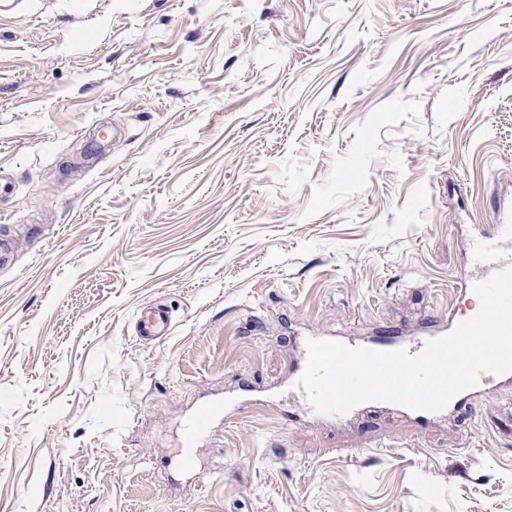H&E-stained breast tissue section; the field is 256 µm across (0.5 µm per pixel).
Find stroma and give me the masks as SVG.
<instances>
[{"label": "stroma", "mask_w": 512, "mask_h": 512, "mask_svg": "<svg viewBox=\"0 0 512 512\" xmlns=\"http://www.w3.org/2000/svg\"><path fill=\"white\" fill-rule=\"evenodd\" d=\"M0 177V512H512L499 393L336 425L288 380L312 332L471 308L512 0H0ZM172 319L163 306L141 309L135 317V330L140 339H163L171 332ZM223 413L220 404L204 405L194 414L190 424L184 429L181 436V447L185 451L181 455V467L192 470L196 467V457L193 448H197L201 440L210 432L215 418Z\"/></svg>", "instance_id": "stroma-1"}]
</instances>
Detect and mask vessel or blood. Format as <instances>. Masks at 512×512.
<instances>
[{
  "label": "vessel or blood",
  "instance_id": "vessel-or-blood-1",
  "mask_svg": "<svg viewBox=\"0 0 512 512\" xmlns=\"http://www.w3.org/2000/svg\"><path fill=\"white\" fill-rule=\"evenodd\" d=\"M494 252V259L483 271L468 272L459 279L456 290L459 294L468 295L475 283L487 280L495 272L512 265V207L499 211L489 229L474 238L470 247L471 259L487 258V252ZM466 315L460 311H449L435 315L428 320L415 334L407 335L396 330H386L376 336L361 339L362 347L376 351H393L400 348L410 353H419L426 342L447 335L455 327L465 321ZM172 319L166 308L155 305L141 309L135 317V330L140 339H162L171 332ZM512 384V373L503 375L483 374L476 387L456 395L445 409L434 413L423 410L399 408V415L426 424L440 418H451L469 408L473 397L487 393L491 388ZM223 412L222 405L209 404L202 406L194 414L190 424L181 436V466L183 469H194L197 463L193 453L201 440L209 433L215 418Z\"/></svg>",
  "mask_w": 512,
  "mask_h": 512
}]
</instances>
